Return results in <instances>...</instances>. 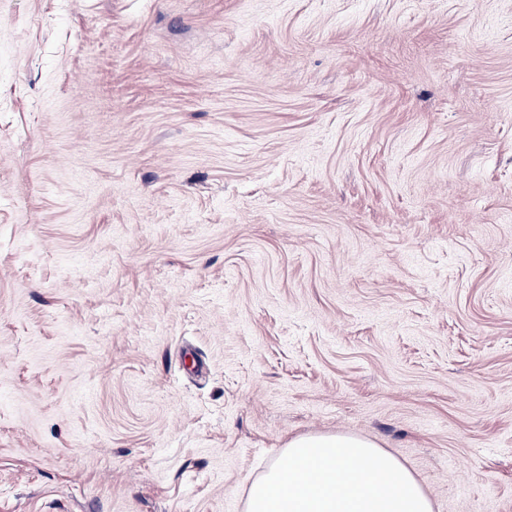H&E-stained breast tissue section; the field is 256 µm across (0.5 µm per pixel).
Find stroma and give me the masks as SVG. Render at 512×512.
<instances>
[{"instance_id":"obj_1","label":"stroma","mask_w":512,"mask_h":512,"mask_svg":"<svg viewBox=\"0 0 512 512\" xmlns=\"http://www.w3.org/2000/svg\"><path fill=\"white\" fill-rule=\"evenodd\" d=\"M328 433L512 512V0H0V512Z\"/></svg>"}]
</instances>
